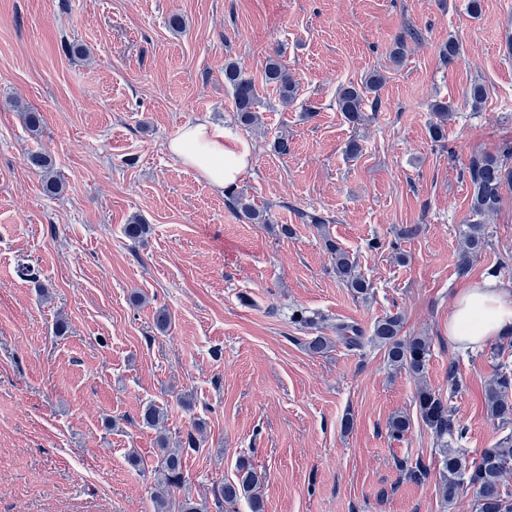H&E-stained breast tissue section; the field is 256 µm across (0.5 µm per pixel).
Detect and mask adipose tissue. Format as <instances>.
I'll list each match as a JSON object with an SVG mask.
<instances>
[{
	"instance_id": "ef3b65f1",
	"label": "adipose tissue",
	"mask_w": 512,
	"mask_h": 512,
	"mask_svg": "<svg viewBox=\"0 0 512 512\" xmlns=\"http://www.w3.org/2000/svg\"><path fill=\"white\" fill-rule=\"evenodd\" d=\"M171 156L217 189L234 184L250 164L245 141L229 129L204 122L184 126L168 142ZM512 330V291L489 280L471 282L454 295L448 311V338L474 349Z\"/></svg>"
}]
</instances>
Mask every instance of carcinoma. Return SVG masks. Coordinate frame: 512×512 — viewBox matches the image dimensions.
I'll list each match as a JSON object with an SVG mask.
<instances>
[{
  "mask_svg": "<svg viewBox=\"0 0 512 512\" xmlns=\"http://www.w3.org/2000/svg\"><path fill=\"white\" fill-rule=\"evenodd\" d=\"M420 34L409 29L398 36L389 56L394 64H399L408 53L409 41H417ZM459 42L450 37L440 50L444 63L452 64L461 56ZM224 81L232 89V95L241 125L249 127L257 121L256 107L258 94L252 79L245 76L238 63L230 61L224 67ZM265 82L276 86L281 100L289 103L296 93V81L279 59L272 57L265 69ZM382 76L370 75L365 83L341 85L336 94V104L348 121L356 123L362 120L366 93L378 90ZM488 95L487 87L481 82L470 84L467 98L477 109ZM26 128L34 135L42 130L43 117L33 108H22ZM432 120L429 133L433 140L444 137L448 122V105L442 101L431 104ZM512 157V143H506L495 152L474 154L468 166V179L472 187L470 210L475 220L466 225L463 231V244L459 254L458 269L468 272L470 259L489 245V234L484 219L493 215L499 208L504 187L512 185V170L506 168L504 159ZM29 163L40 170L45 177V190L56 194L60 190L59 182L51 175L50 159L39 152L30 154ZM229 206L246 219L266 223L265 214L256 210L244 197L233 191L228 192ZM325 249L332 258L333 269L338 280L356 297L371 294L372 283L356 270L349 254L339 247L329 235H323ZM403 319L398 313L387 314L376 320L372 327L371 341L384 349L387 363L399 370L406 371L419 382L416 393V412L421 422L431 430L436 440V453L439 460V490L443 500L454 505L461 492L472 490L473 512H512V489L507 477L512 473V434H508L490 448L483 449L476 457H471L460 448L452 447V441L461 440L466 428L456 422L448 401L441 394L430 389L425 383V373L430 352V343L424 336H402ZM336 334L350 347L361 345L360 330L346 323L336 324ZM485 408L488 417L501 428L512 426V370L507 364H500L495 377L485 389ZM141 419L149 428L163 429L164 408L147 405ZM411 426V418L406 414H397L388 422V434L394 439L402 438ZM199 451V443L193 435L177 448L169 447V438L160 433L158 440V480L161 491L155 496L156 512H170L171 492L182 489L185 482V463L188 456ZM400 467L408 478L416 483L425 480L429 469L425 464L406 460L400 461ZM235 479L220 484L214 491L215 507L218 512L226 508H235L242 500L248 502L251 512H264V503L255 493L259 476L250 458L240 457L235 465Z\"/></svg>",
  "mask_w": 512,
  "mask_h": 512,
  "instance_id": "carcinoma-1",
  "label": "carcinoma"
}]
</instances>
